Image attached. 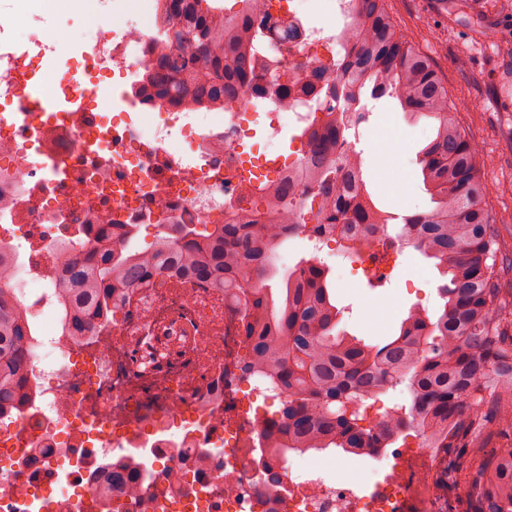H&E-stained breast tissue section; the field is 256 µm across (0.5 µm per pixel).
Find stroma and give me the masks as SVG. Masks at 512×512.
I'll use <instances>...</instances> for the list:
<instances>
[{"label": "stroma", "instance_id": "1", "mask_svg": "<svg viewBox=\"0 0 512 512\" xmlns=\"http://www.w3.org/2000/svg\"><path fill=\"white\" fill-rule=\"evenodd\" d=\"M400 32L429 55L454 102L470 107L458 114L461 126L478 152L480 173L487 185L484 207L502 220L501 243L512 251V0H386ZM412 129L406 147L388 158L369 155V175L379 203L390 211L430 208L431 201L417 176L416 155L426 124L408 126L398 104L376 103L369 124L360 130L363 145ZM390 284L367 287L363 271L340 275L334 287L340 303L353 312L343 322L354 335L371 338L396 330L409 308L435 309L443 278L415 252L388 250L379 266Z\"/></svg>", "mask_w": 512, "mask_h": 512}]
</instances>
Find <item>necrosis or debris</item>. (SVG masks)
I'll use <instances>...</instances> for the list:
<instances>
[{
	"label": "necrosis or debris",
	"instance_id": "4bbe7bcc",
	"mask_svg": "<svg viewBox=\"0 0 512 512\" xmlns=\"http://www.w3.org/2000/svg\"><path fill=\"white\" fill-rule=\"evenodd\" d=\"M92 1L102 20L88 32L30 19L41 55L82 59V74H61L54 94L74 78L106 86L115 72L137 87L172 49L158 9L140 17ZM12 27V14L1 13L0 252L29 311L34 394L0 413V512H466L469 495L436 448L367 454L365 478L341 482L310 454H269L264 435L279 395L262 377L239 374L246 340L238 303L222 289L157 276L97 314L91 335L61 329L59 282L73 260L93 263L121 247L122 225L220 224L256 199L241 188L242 167L268 189L297 169L303 148L290 159L248 150L256 131L247 116H262L270 142L283 127H312L324 100L307 88L309 67L340 51L339 34L310 27L297 45L267 33L285 101L253 93L247 109L205 117L184 98L116 119L90 99L63 114L20 111L42 88ZM116 469L129 472L135 493L113 487Z\"/></svg>",
	"mask_w": 512,
	"mask_h": 512
}]
</instances>
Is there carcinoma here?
<instances>
[{"label": "carcinoma", "mask_w": 512, "mask_h": 512, "mask_svg": "<svg viewBox=\"0 0 512 512\" xmlns=\"http://www.w3.org/2000/svg\"><path fill=\"white\" fill-rule=\"evenodd\" d=\"M174 21L175 52L159 57L141 79L149 102L175 105L179 96L199 106L246 104V89L277 82L278 62L263 57L266 31L276 27L268 4L240 0L224 20L213 0H162ZM308 88L343 97L346 114L328 105L305 132L300 179L284 180L266 195V209L233 213L222 224H172L145 251H113L94 264L76 262L58 288L70 336H86L93 308L112 304V282L133 288L146 277L178 272L236 288L247 340L245 376L260 375L284 397L268 428L270 447L337 450L348 456L381 450L396 434L426 428L424 445L448 455V473L470 492L471 512H512V272L498 225L484 208L487 187L476 148L458 120L433 60L398 30L385 0H356L343 50L316 60ZM391 97L432 132L417 154L434 206L399 216L377 206L364 178L363 152L347 156V137L368 121V100ZM336 235L344 254L408 237L434 262L447 283L433 316L413 309L399 331L368 343L342 328L329 269L311 260L288 270L280 287L276 251L297 233ZM0 263V407L30 395L27 310ZM399 402L377 420L380 395Z\"/></svg>", "instance_id": "obj_1"}]
</instances>
